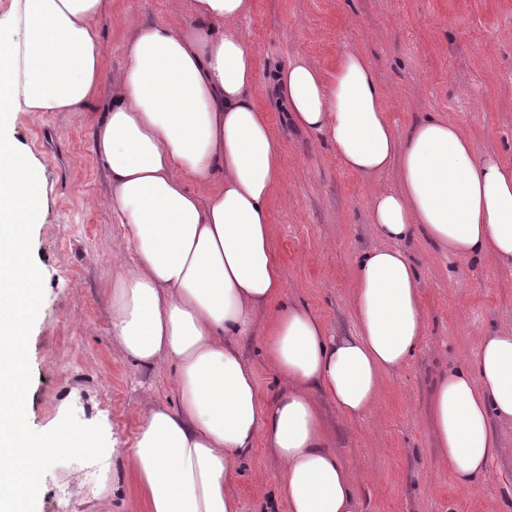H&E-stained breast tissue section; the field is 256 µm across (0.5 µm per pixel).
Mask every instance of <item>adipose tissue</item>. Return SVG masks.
<instances>
[{
    "label": "adipose tissue",
    "instance_id": "obj_1",
    "mask_svg": "<svg viewBox=\"0 0 512 512\" xmlns=\"http://www.w3.org/2000/svg\"><path fill=\"white\" fill-rule=\"evenodd\" d=\"M251 0H172L190 23H137L112 105L93 130L107 169V205L131 256H117L112 329L144 367L172 366L177 407L139 413L122 454L147 512H239L237 463L257 446L282 464L277 499L288 512H358V490L332 450L319 395L345 418L376 406L384 373L422 340L417 274L400 241L417 233L454 256L493 253L512 266V166L476 157L448 120L427 117L399 136L370 64L343 52L322 74L294 59L268 71L294 129L324 135L340 161L372 178L397 168L400 186L375 190L370 219L381 246L362 253L352 282L354 331L327 332L288 301L273 243L270 200L280 144L252 100L256 53L237 23ZM106 0H12L0 34V512H32L49 449L97 454L94 431L33 436L27 420L29 328L45 266L31 254L46 184L13 135L18 113L74 112L97 92L96 21ZM23 32L20 40L12 32ZM207 186L201 195L188 182ZM262 332L284 385L264 398L236 342ZM430 418L459 487L496 454L492 419L512 421V329L485 337L473 369L440 374Z\"/></svg>",
    "mask_w": 512,
    "mask_h": 512
}]
</instances>
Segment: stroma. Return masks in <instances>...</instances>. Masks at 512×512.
Here are the masks:
<instances>
[{"instance_id":"35a3bbf8","label":"stroma","mask_w":512,"mask_h":512,"mask_svg":"<svg viewBox=\"0 0 512 512\" xmlns=\"http://www.w3.org/2000/svg\"><path fill=\"white\" fill-rule=\"evenodd\" d=\"M177 28L187 13L170 0H108L97 21L102 80L75 112L16 118V131L47 184V204L31 231L33 254L48 267L43 305L30 328L29 426L99 427L98 458L74 448L46 457L34 512H146L136 479L111 445L129 447L149 402L177 406L168 368L137 365L112 334V258L128 245L104 207L111 187L91 130L112 103V76L124 62L132 22ZM257 54L254 103L281 147L284 176L271 200L273 242L283 257L288 300L320 318L331 335L352 333L350 283L356 260L378 246L370 194L398 184L396 170L366 179L347 170L323 136L293 129L266 83L270 65L300 57L329 72L344 49L362 53L385 90L398 134L428 116L454 122L477 156L512 164V0H253L238 23ZM419 273L425 334L409 362L386 373L373 413L361 421L320 405L332 449L354 473L359 512H512V422L494 421L499 448L469 489L456 485L432 431L436 377L472 367L482 337L512 327V267L491 254L462 260L417 237L402 242ZM257 384L273 398L280 384L264 336L241 339ZM281 477L258 447L239 463L240 512H263V492Z\"/></svg>"}]
</instances>
